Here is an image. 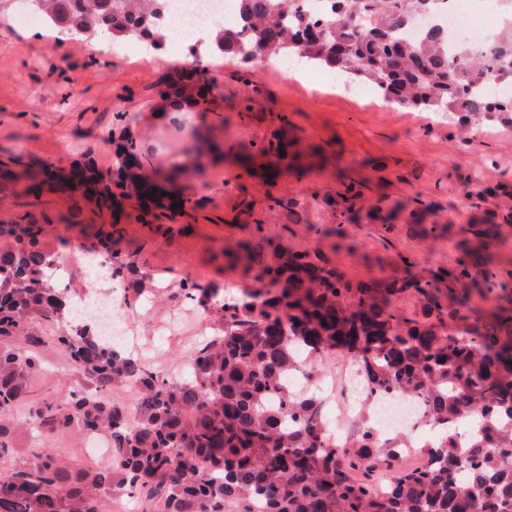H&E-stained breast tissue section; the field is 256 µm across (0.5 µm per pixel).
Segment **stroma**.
<instances>
[{
    "mask_svg": "<svg viewBox=\"0 0 512 512\" xmlns=\"http://www.w3.org/2000/svg\"><path fill=\"white\" fill-rule=\"evenodd\" d=\"M111 43L109 34L99 32L88 42L68 44L61 53L50 31L10 29L0 14V161L10 163L8 175L0 178V197L8 199L0 204V224L22 212L18 192L38 177L40 162L66 168L90 150L101 170L111 169L112 150L103 137L118 111L144 115L158 147L156 166L164 168L187 157V131L195 126L223 148V163L207 167L201 175L188 171L183 179L206 199L191 219L190 231L167 236L157 225L132 217L113 223L107 208L48 183L31 213L37 223H49L60 243L84 241L96 254L107 246L106 233L122 235L123 248L139 253L150 271L169 285L184 279L240 284L242 268L227 252L250 235L249 228L232 222L244 198L261 202L270 193L332 185L343 175L365 181L371 194L394 198L434 195L437 181L454 168L464 173L479 168L487 179L503 174L512 178V132L503 127H489L483 140L464 145L447 116L430 121L420 112L359 100L352 89L341 86L315 93L298 78L259 69L254 79L262 92L253 111L239 112L240 87L220 56L207 61L221 83L220 97L206 111L187 115L186 130L177 131L158 111L163 79L178 68V61L150 62L135 55L114 67L91 61L90 50L106 55ZM283 115L289 121L288 152L271 161L277 178L267 179L259 169L243 177L240 188L222 190V181L238 170L245 145L274 135ZM197 321L196 308L186 304L157 312L153 323H139L142 360L178 364ZM41 354L45 371L32 385L34 396L64 398L69 378L60 354L50 347ZM12 437L21 461L28 459L30 448L45 441L60 466L92 463L90 449L72 431L46 434L17 426Z\"/></svg>",
    "mask_w": 512,
    "mask_h": 512,
    "instance_id": "obj_1",
    "label": "stroma"
}]
</instances>
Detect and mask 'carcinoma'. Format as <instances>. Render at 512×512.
Wrapping results in <instances>:
<instances>
[{
	"label": "carcinoma",
	"mask_w": 512,
	"mask_h": 512,
	"mask_svg": "<svg viewBox=\"0 0 512 512\" xmlns=\"http://www.w3.org/2000/svg\"><path fill=\"white\" fill-rule=\"evenodd\" d=\"M65 0H35L49 25ZM71 28L125 33L159 26L163 0H78ZM444 0H336L327 15L308 13L304 0H246L241 44L224 47V29L210 32L205 57L222 55L241 86V111L253 110L261 89L253 80L254 50L336 65L353 84L370 83L383 100L408 112L464 111L492 125L512 126V96L488 98L485 80L512 79V35L486 54L458 52L448 35L420 41L402 27L424 11L436 17ZM345 9L364 19L355 30L333 25ZM207 66L177 70L161 97H206ZM130 115L116 112L103 138L112 146V172L84 153L83 182L120 207L135 198L157 221L175 222L204 206L187 199L179 209L165 197H146L151 176L176 185L182 169L154 164L155 149L130 133ZM195 156L219 146L189 132ZM250 158L280 156L282 135L261 143ZM458 186L471 216L449 233L451 210L417 193L403 199L366 194L367 184L341 180L336 187L269 194L261 203L241 200L233 223L251 229L237 244L245 281L229 295L208 282L183 280L166 294L200 306L212 324L187 377L176 384L158 375L124 347L101 339L94 325H75L70 289L44 277L54 253L43 246L46 228L30 213L0 225V462L17 453L9 423L19 409L51 432L105 433L112 461L104 468L57 466L35 448L31 460L0 479V512H102L112 487L152 502L148 512H512V268L477 257L504 244L512 228V180L471 179L448 171L440 188ZM304 227L317 242L284 248ZM364 248L389 258L390 275L348 278L318 243ZM439 255L418 267L414 250ZM112 279L128 283L137 305L153 292L145 261L116 239L104 251ZM495 305L472 315V295ZM54 324L49 343L58 349L72 384L64 400L31 397L43 371L31 331ZM333 350L349 358L379 396L419 398L440 433L413 465H402L404 444L379 434L371 420L355 427V446L327 442L318 399L289 386L304 351ZM135 380L140 398L132 409L111 400L112 390ZM466 424L488 431L457 443L452 431Z\"/></svg>",
	"instance_id": "obj_1"
}]
</instances>
